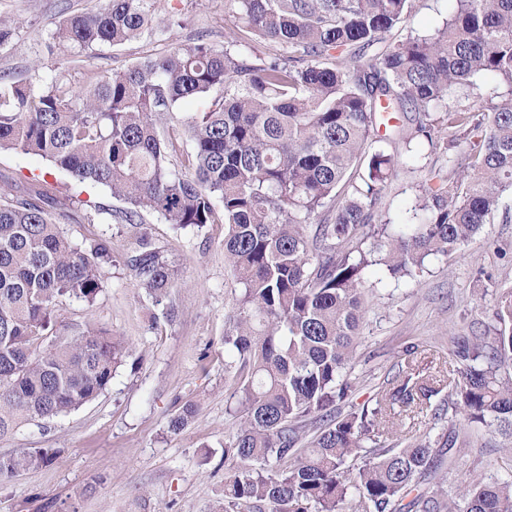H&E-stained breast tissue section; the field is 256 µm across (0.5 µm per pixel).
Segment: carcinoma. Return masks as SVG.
<instances>
[{
	"mask_svg": "<svg viewBox=\"0 0 512 512\" xmlns=\"http://www.w3.org/2000/svg\"><path fill=\"white\" fill-rule=\"evenodd\" d=\"M415 0H224L277 48L248 56L200 41L96 74L75 90L44 74L0 75V150L38 155L121 201L127 224L224 225L241 285L225 353L238 407L224 448L220 512H512V472L454 495L441 474L495 428L512 453V288L453 338L433 373L405 352L371 403L356 349L366 269L416 281L451 262L484 225L512 221V0H448L443 24L391 44ZM153 0H105L58 22L82 50L121 45L153 22ZM476 77L494 81L470 101ZM204 108L177 117L182 102ZM408 116L385 136L387 113ZM178 120L184 153L161 122ZM401 145L404 154L389 147ZM429 160L412 220L382 208L399 165ZM76 200L43 182L0 194V439L96 399L124 342L90 320L63 324L66 300L94 304L112 241L82 248L53 217ZM155 303L173 273L144 240L127 259ZM448 432L431 439L447 414ZM48 449L0 457V478L49 465Z\"/></svg>",
	"mask_w": 512,
	"mask_h": 512,
	"instance_id": "carcinoma-1",
	"label": "carcinoma"
}]
</instances>
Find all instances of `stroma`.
Masks as SVG:
<instances>
[{
	"label": "stroma",
	"mask_w": 512,
	"mask_h": 512,
	"mask_svg": "<svg viewBox=\"0 0 512 512\" xmlns=\"http://www.w3.org/2000/svg\"><path fill=\"white\" fill-rule=\"evenodd\" d=\"M100 4L0 0V19L15 31L0 51V74L25 81L52 69L79 83L85 71L122 70L178 43L220 46L233 36L244 49L267 48L227 12L224 0H154L156 20L176 11L183 27L157 29L122 46L79 51L52 41L59 21ZM446 16L447 0H416L394 35L426 33ZM35 178L83 199V206L58 220L71 241L112 239V263L104 269L95 304L66 303L61 320H93L125 340L126 355L97 399L0 440V456L29 448L58 453L52 464L0 479V512H218L224 503L228 413L238 405L224 336L240 291L224 259L223 225L182 230L150 213L142 223L124 224L117 217L121 204L108 190L75 184L40 156L0 151V192ZM98 205L103 213H95ZM143 238L174 269L173 286L158 304L146 299L126 262ZM428 268L419 281L400 286L388 280L384 267L368 271L371 310L358 349L361 383L350 400L354 407L368 401L374 385L395 375L406 346L447 353L454 335L484 318L489 303L483 289L512 288V222L486 225L454 261L433 259ZM188 404L194 414L187 426L170 432V417ZM471 441L446 474L449 489L463 486L475 472L496 478L512 471V457L497 451L499 438L490 429L474 428Z\"/></svg>",
	"instance_id": "obj_1"
}]
</instances>
